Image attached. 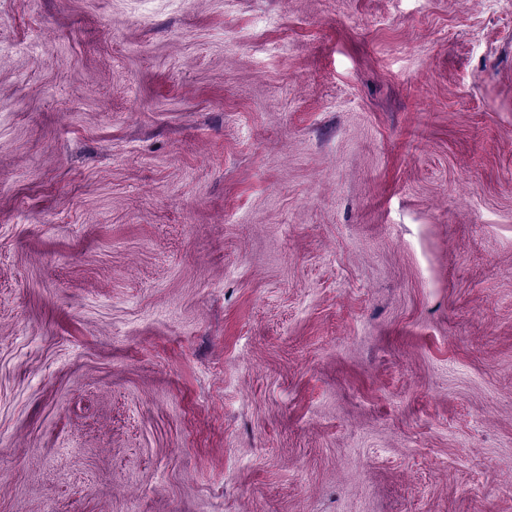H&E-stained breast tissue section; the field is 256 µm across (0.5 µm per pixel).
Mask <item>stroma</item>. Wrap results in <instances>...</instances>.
<instances>
[{
  "label": "stroma",
  "mask_w": 512,
  "mask_h": 512,
  "mask_svg": "<svg viewBox=\"0 0 512 512\" xmlns=\"http://www.w3.org/2000/svg\"><path fill=\"white\" fill-rule=\"evenodd\" d=\"M0 512H512V0H0Z\"/></svg>",
  "instance_id": "1"
}]
</instances>
